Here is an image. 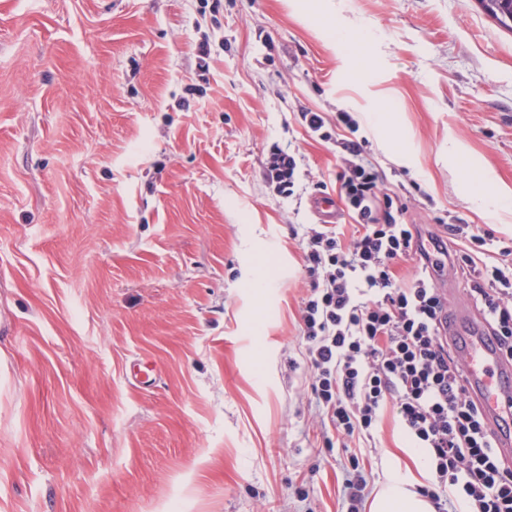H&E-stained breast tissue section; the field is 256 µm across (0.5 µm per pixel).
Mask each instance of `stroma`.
Returning a JSON list of instances; mask_svg holds the SVG:
<instances>
[{
  "label": "stroma",
  "mask_w": 512,
  "mask_h": 512,
  "mask_svg": "<svg viewBox=\"0 0 512 512\" xmlns=\"http://www.w3.org/2000/svg\"><path fill=\"white\" fill-rule=\"evenodd\" d=\"M304 112L512 270V211L470 202L512 187V30L478 0H0V512H345L299 326L340 161ZM404 438L387 406L369 492ZM298 169V160L293 154L281 149L273 150L266 162L265 176L275 190L285 197H292L295 188V175ZM472 202L483 212L485 217L492 221H499L502 212L511 211V189H500L497 185L489 191H482L472 195Z\"/></svg>",
  "instance_id": "35a3bbf8"
}]
</instances>
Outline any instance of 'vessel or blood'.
<instances>
[{"instance_id": "vessel-or-blood-1", "label": "vessel or blood", "mask_w": 512, "mask_h": 512, "mask_svg": "<svg viewBox=\"0 0 512 512\" xmlns=\"http://www.w3.org/2000/svg\"><path fill=\"white\" fill-rule=\"evenodd\" d=\"M310 208L320 223L332 224L338 218L335 204L329 197H312ZM448 334L463 349L466 386L482 399L489 423L512 421V367L501 363L486 330L473 325L466 316L452 320Z\"/></svg>"}]
</instances>
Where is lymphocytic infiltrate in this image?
<instances>
[{
    "label": "lymphocytic infiltrate",
    "instance_id": "1",
    "mask_svg": "<svg viewBox=\"0 0 512 512\" xmlns=\"http://www.w3.org/2000/svg\"><path fill=\"white\" fill-rule=\"evenodd\" d=\"M334 121L348 133L333 145L342 162L338 193L356 231L343 242L336 225L303 236L310 292L301 306L304 369L324 428L347 449L346 512H362L368 474L356 439H372L379 412L394 403L405 433L427 449L432 483L419 487L434 512H512V463L495 451L480 401L465 387L466 371L448 338L451 308L437 281L445 270L468 272L467 292L502 357L512 363V290L497 269L478 266L463 250L408 223V207L384 193L381 178L355 139L350 115ZM415 261L409 285L395 266Z\"/></svg>",
    "mask_w": 512,
    "mask_h": 512
}]
</instances>
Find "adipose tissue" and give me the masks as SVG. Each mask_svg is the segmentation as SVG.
<instances>
[{
	"mask_svg": "<svg viewBox=\"0 0 512 512\" xmlns=\"http://www.w3.org/2000/svg\"><path fill=\"white\" fill-rule=\"evenodd\" d=\"M427 461V449L411 446L405 447L403 456H389L370 512H432L430 502L416 491L430 477Z\"/></svg>",
	"mask_w": 512,
	"mask_h": 512,
	"instance_id": "1",
	"label": "adipose tissue"
}]
</instances>
